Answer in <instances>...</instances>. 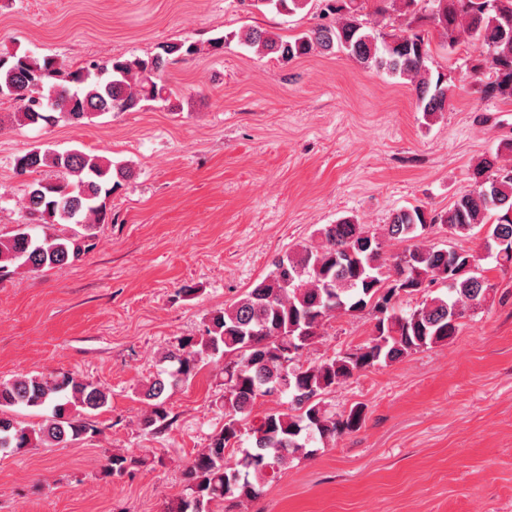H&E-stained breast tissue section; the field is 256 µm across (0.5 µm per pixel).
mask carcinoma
Listing matches in <instances>:
<instances>
[{"label": "carcinoma", "mask_w": 512, "mask_h": 512, "mask_svg": "<svg viewBox=\"0 0 512 512\" xmlns=\"http://www.w3.org/2000/svg\"><path fill=\"white\" fill-rule=\"evenodd\" d=\"M368 2L330 0L325 11L336 15V22L292 40L259 27L243 30L238 39L286 61L315 51L343 52L391 78L410 81L417 109L431 116L447 109L449 87L444 75L432 76L426 65L430 41L421 26L428 20L450 51L462 40L481 43L493 76L482 81L477 64L473 78L484 97L512 101V0H376V10L394 16L401 30L389 42L364 25ZM310 3L252 0L251 7L294 15ZM195 51L185 41L163 43L146 58H115L70 71L59 83L53 81L59 70L47 58L0 57V98L23 102L20 111L0 114V129L62 120L80 125L112 112L136 111L144 102L167 101L168 66ZM45 167L56 170L55 180H33L24 208L40 224L61 226L60 232L36 238L22 227L0 238V278L22 267L62 269L78 261L91 247L95 227L107 219V200L130 175L126 165L79 149L61 153L35 146L15 159L21 175ZM473 178V189L448 210L398 209L382 234L352 217L321 225L316 244L275 257L270 271L244 295L210 312L204 334L185 337L163 354L171 368L140 392L148 408L142 426L151 433L168 425L169 389L188 380L202 361L224 359V426L185 466L184 494L168 512H214V504L242 506L257 498L267 479L299 456L314 454L313 443L326 445L361 427L363 407L337 415L323 405V395L372 366L446 344L457 335L466 310L486 299L488 278L479 266L467 267L477 259L470 251L421 247L413 240L437 224L466 240L488 224L485 250L500 268L512 267V164L490 155L475 166ZM386 242L406 244L389 264L383 257ZM419 293L421 302L400 307L403 299ZM365 311L374 319L367 340L319 362L299 363L330 320ZM283 395L288 396L286 410L269 411L243 427L258 400ZM108 402L105 389L69 372L0 381V452L81 440L95 432L88 416ZM13 407L46 409L49 415L39 429H30L7 415ZM244 436L249 446L240 455L227 452ZM144 465V458L114 453L107 471L121 477Z\"/></svg>", "instance_id": "carcinoma-1"}]
</instances>
